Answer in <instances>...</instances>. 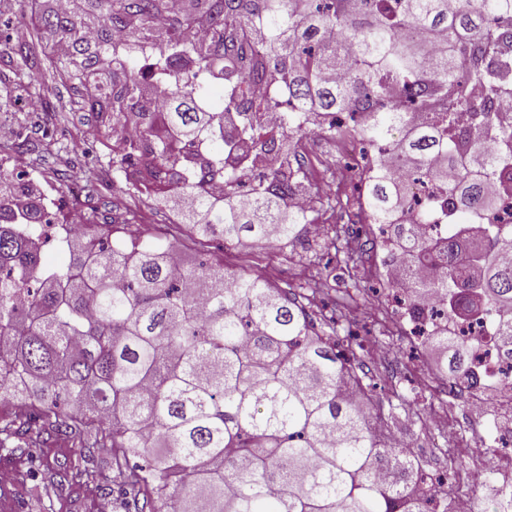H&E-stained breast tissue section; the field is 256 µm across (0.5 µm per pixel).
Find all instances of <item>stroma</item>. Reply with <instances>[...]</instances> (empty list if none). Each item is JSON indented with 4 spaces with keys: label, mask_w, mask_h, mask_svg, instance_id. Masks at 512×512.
Instances as JSON below:
<instances>
[{
    "label": "stroma",
    "mask_w": 512,
    "mask_h": 512,
    "mask_svg": "<svg viewBox=\"0 0 512 512\" xmlns=\"http://www.w3.org/2000/svg\"><path fill=\"white\" fill-rule=\"evenodd\" d=\"M39 80L53 103L52 113L32 109L26 101L20 102L18 110H8L15 76L7 58H0V126L22 132L26 145L14 158L18 170L31 180L35 191L55 190L67 212L74 205L68 192L70 171L87 166L90 156L109 158L110 142L97 137L88 156L66 152L65 143L83 138L96 117L78 106L76 89L52 82L45 73ZM89 200L101 224L118 225L127 217H146L157 227L153 244L179 256L184 266H193L201 248L189 239L187 228L177 225L165 198L137 194L129 183L119 180L91 187ZM201 250L214 261L265 275L281 288L319 279L333 283L341 295L350 288L348 274L331 266L333 248L319 237L304 236L293 246L256 244L245 249L214 238ZM359 271L371 289L351 301L350 318L354 324L368 325L369 330L361 335L364 348L357 351L354 365L380 377L393 403L411 404V412L399 414L392 425L397 442H408L432 473L447 475L462 504L473 512H490L496 484L504 472L512 470V450L495 447L488 424L473 420L466 397L449 396L447 385L434 379L433 372L446 362V355L413 346L406 336L394 332L390 308L372 291L378 283L375 260L366 259ZM448 447L454 449V458L445 455ZM100 501V496L77 489L64 501L43 497L38 509L31 505L29 484L14 482L0 488V512H99Z\"/></svg>",
    "instance_id": "obj_1"
}]
</instances>
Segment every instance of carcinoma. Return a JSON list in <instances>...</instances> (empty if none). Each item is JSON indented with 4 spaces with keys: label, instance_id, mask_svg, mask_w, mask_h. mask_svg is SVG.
Segmentation results:
<instances>
[{
    "label": "carcinoma",
    "instance_id": "obj_1",
    "mask_svg": "<svg viewBox=\"0 0 512 512\" xmlns=\"http://www.w3.org/2000/svg\"><path fill=\"white\" fill-rule=\"evenodd\" d=\"M27 7L33 39L0 36V56L19 57V89L52 111L32 73L47 60L112 135L136 115L142 130L112 156V176L179 185L175 212L202 240L300 239L313 219L284 202L314 189L291 161L303 112L325 116L322 138L383 154L364 213L400 242L411 306L496 314L512 361V228L488 221L512 197V118L498 108L512 98V0H183L166 26V0H75L68 18ZM162 33L166 51L148 54ZM60 39L73 51L56 60ZM256 80L272 85L262 102ZM151 90L163 107L143 112ZM269 109L283 114L276 138L263 134ZM231 158L261 169L245 205ZM213 182L223 196L209 195ZM44 223L35 206L0 221V387L25 405L0 403V450L37 464L32 492L102 495L117 480L125 512H438L422 462L390 444L377 383L338 350L347 301L318 323L308 313L327 283L185 268L110 231L62 241L69 263L50 269ZM423 224L439 234L420 236ZM331 232L358 267L346 228ZM455 247L465 259L445 279L416 272ZM427 343L453 349L443 374L467 379L464 343ZM58 443L79 461H50L43 449Z\"/></svg>",
    "mask_w": 512,
    "mask_h": 512
}]
</instances>
